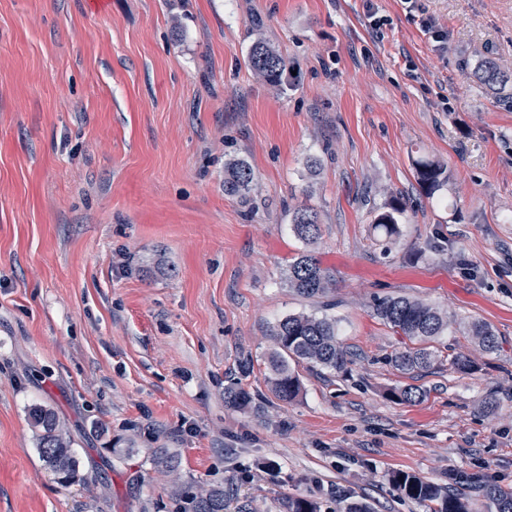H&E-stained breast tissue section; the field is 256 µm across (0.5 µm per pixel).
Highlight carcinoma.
Listing matches in <instances>:
<instances>
[{
  "instance_id": "obj_1",
  "label": "carcinoma",
  "mask_w": 512,
  "mask_h": 512,
  "mask_svg": "<svg viewBox=\"0 0 512 512\" xmlns=\"http://www.w3.org/2000/svg\"><path fill=\"white\" fill-rule=\"evenodd\" d=\"M248 64L254 75L271 86H280L288 74V64L276 48L264 41L256 42L248 54ZM481 84L494 91L507 88L512 76L494 58L481 62L478 75ZM413 169L425 196L437 203L447 202L448 178L443 165L426 156L413 159ZM254 186V175L242 161H234L226 170L224 192L230 196L244 197ZM405 209L396 206L378 214L374 228L382 233L384 249L389 252L400 236L399 224ZM295 236L307 245L316 242L320 234L318 214L308 206H301L292 215ZM288 287L301 298L319 300L327 297L334 286L330 270L321 266L319 259L310 252H302L288 264ZM374 313L384 325L405 337L409 344L395 351L388 358L398 372L411 377L429 372L436 362L434 343L448 332V317L425 302L404 296H385L374 303ZM468 335L479 347L493 353L498 349V337L493 328L481 321L469 324ZM272 336L277 346L268 359V383L282 401L288 402L300 391V380L290 368L288 360L305 362L311 367H321L334 372L343 371L351 361V352L340 340L336 318L313 313H292L284 316L273 327ZM427 391L413 385L395 389L389 395L403 402L424 398ZM224 402L241 412L259 409L254 394L233 384L224 389ZM34 428L37 447L42 461L59 482L71 484L79 480V461L71 449L69 432L57 414L50 408L35 404L28 410ZM152 462L158 467L175 470L179 456L168 448H155ZM394 488L404 497L425 505L430 512H469L463 498L446 487L423 480L407 472L397 471L390 476ZM485 498L495 512H512V487H503L487 479L482 483ZM177 512H226L224 489L212 488L196 494L175 493ZM285 512H320L318 505L308 499L290 496L284 501Z\"/></svg>"
}]
</instances>
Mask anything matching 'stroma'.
<instances>
[{"label":"stroma","instance_id":"1","mask_svg":"<svg viewBox=\"0 0 512 512\" xmlns=\"http://www.w3.org/2000/svg\"><path fill=\"white\" fill-rule=\"evenodd\" d=\"M419 5L447 52L404 0H0V512H176L178 486L222 488L227 512L289 496L427 512L395 471L491 512L448 476L512 486V94L475 76L488 56L512 64V0ZM260 39L294 83L253 75ZM420 153L447 166L449 205L422 194ZM233 161L254 174L249 197L224 191ZM394 204L386 256L373 221ZM301 205L355 357L340 373L296 364L284 402L271 330L316 310L284 280L308 248ZM390 295L449 321L412 403L389 396L413 382L373 312ZM474 320L495 353L467 335ZM237 382L259 413L225 405ZM34 404L69 429L78 482L44 465ZM155 448L178 451L175 473ZM292 229L295 236L306 245L316 242L320 234L318 214L309 206H301L292 215ZM468 335L472 336L479 347L487 353H494L498 349V337L493 328L485 322L472 321L468 327Z\"/></svg>","mask_w":512,"mask_h":512}]
</instances>
